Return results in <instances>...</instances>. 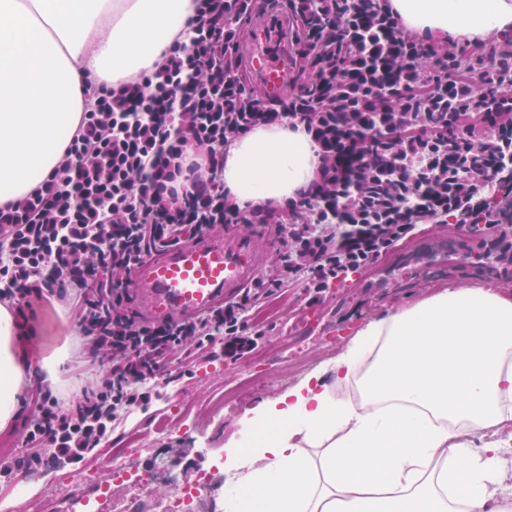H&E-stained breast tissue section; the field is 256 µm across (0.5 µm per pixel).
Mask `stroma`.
<instances>
[{"label":"stroma","mask_w":512,"mask_h":512,"mask_svg":"<svg viewBox=\"0 0 512 512\" xmlns=\"http://www.w3.org/2000/svg\"><path fill=\"white\" fill-rule=\"evenodd\" d=\"M307 221V216L301 214L280 226L239 225V232L265 230L271 236V251L261 265V275L281 279L289 233L302 228ZM462 242V236L452 233L449 225L419 224L389 248L392 262L376 258L360 267L357 276L339 283L328 282L320 293L309 290L303 275L281 279V287L246 316L251 330L259 334L257 349L276 351L284 358L263 385L242 384L250 357L244 354L236 359L226 358L221 339L200 347L186 343L180 359L164 362L155 373L156 379L170 382L168 393L153 395L149 404L138 407L135 417H119L109 435L81 461H51L44 479L61 484L59 498L46 507L26 505L25 512H68L74 486L82 474L92 469L100 478H108L114 449L123 447L133 433L148 438L141 450L142 457H180L193 468L209 469L216 456L223 454L225 442L246 412L279 397L318 368L323 371V382L334 384L332 372L325 369L326 363L368 320L448 280L477 283L494 279L505 283L506 278L498 268L480 269L471 262L462 268L449 266V246L458 247ZM41 312L46 313L47 319L44 335L36 339V350L43 355L61 346L68 350L67 358L59 366L60 396L74 399L87 383L106 379L110 367L95 355L69 305L47 294L31 299L22 314L31 318ZM44 383L45 374L38 361H31L21 390L16 427L10 436L0 437V456L9 454L22 459L30 453L27 443L33 411L30 391ZM173 417L178 420V430L172 431L164 442L154 443L158 426L167 424Z\"/></svg>","instance_id":"stroma-1"}]
</instances>
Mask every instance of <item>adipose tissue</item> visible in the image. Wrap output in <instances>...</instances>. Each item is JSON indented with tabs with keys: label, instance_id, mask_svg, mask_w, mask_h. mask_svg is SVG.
Here are the masks:
<instances>
[{
	"label": "adipose tissue",
	"instance_id": "1",
	"mask_svg": "<svg viewBox=\"0 0 512 512\" xmlns=\"http://www.w3.org/2000/svg\"><path fill=\"white\" fill-rule=\"evenodd\" d=\"M419 34L512 31V0H389ZM193 0H0V206L44 189L88 108L82 86L137 82L188 27ZM320 156L301 130L260 126L224 154L239 205L307 190ZM0 306V434L29 368ZM329 365L245 419L224 446L225 512H512L501 449L512 428V294L444 283L366 322Z\"/></svg>",
	"mask_w": 512,
	"mask_h": 512
}]
</instances>
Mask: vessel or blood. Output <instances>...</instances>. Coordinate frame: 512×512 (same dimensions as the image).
<instances>
[{"label":"vessel or blood","mask_w":512,"mask_h":512,"mask_svg":"<svg viewBox=\"0 0 512 512\" xmlns=\"http://www.w3.org/2000/svg\"><path fill=\"white\" fill-rule=\"evenodd\" d=\"M299 33L287 16L250 20L242 42L253 82L264 99L283 97L292 79L291 48ZM265 250L253 234L196 232L139 261L130 275L141 308L165 322H187L223 308L259 276Z\"/></svg>","instance_id":"obj_1"}]
</instances>
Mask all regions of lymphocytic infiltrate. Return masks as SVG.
Segmentation results:
<instances>
[{
	"instance_id": "f902f5d3",
	"label": "lymphocytic infiltrate",
	"mask_w": 512,
	"mask_h": 512,
	"mask_svg": "<svg viewBox=\"0 0 512 512\" xmlns=\"http://www.w3.org/2000/svg\"><path fill=\"white\" fill-rule=\"evenodd\" d=\"M249 2L195 0L183 40L169 48L159 68L117 90L88 82L84 94L92 104L83 114L81 135L67 148L70 164L44 190L0 207L1 300L16 303L55 287L59 298H71L77 322L94 311L119 323L113 335L92 344L115 364L109 381L85 387L79 401L64 411L43 389L32 392L38 415L28 431L31 452L21 463L24 468H39L50 456L79 458L92 441L105 438L121 410L149 403L151 394L141 380L178 354L188 338L223 335L224 354L232 359L254 347L255 338L243 332L244 312L253 302L249 296L197 322L153 329L118 314L124 295L118 275L130 274L156 245L178 243L187 232L214 224L249 223L260 216L257 208L225 205L224 150L236 136L293 121L317 144L318 181L285 207L286 214L309 215L308 225L292 234L289 254L294 269H308V285L316 291L335 278L337 264L348 256L363 266L378 255L366 243L349 253L337 249L340 208L355 182L391 184V196L371 191L361 197L355 221L370 223L371 208H379L394 241L413 230L410 211L429 187L448 180L444 129L404 122L378 140L362 139L338 126L335 109L319 101L324 88L343 85L355 89L348 101L352 112L385 106L393 112L442 111L448 92L443 74L419 78L425 93L385 103L389 80L407 67L421 69L431 55L386 0H380L375 18L379 27L396 34L380 47L385 67L355 72L343 67L342 57L369 52L368 41L346 40L339 51L316 58L307 95L277 108L247 92L214 53L219 43L239 45V16ZM378 151L389 160L380 176L371 171Z\"/></svg>"
}]
</instances>
